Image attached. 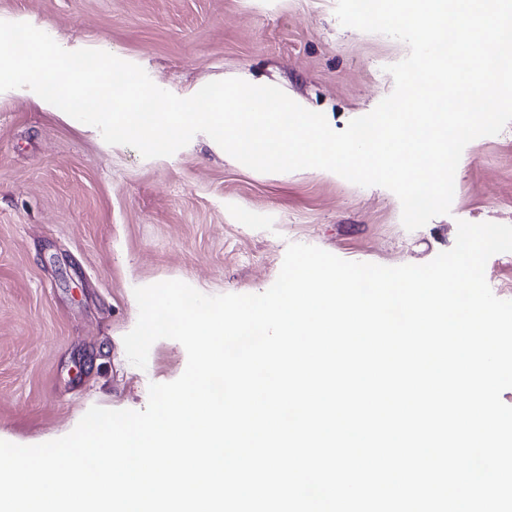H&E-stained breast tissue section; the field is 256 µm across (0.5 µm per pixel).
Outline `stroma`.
<instances>
[{
  "mask_svg": "<svg viewBox=\"0 0 512 512\" xmlns=\"http://www.w3.org/2000/svg\"><path fill=\"white\" fill-rule=\"evenodd\" d=\"M336 0H0L62 48L107 51L181 98L228 78L264 81L344 130L392 93L408 47L341 26ZM512 224V123L463 150L451 212L406 230L381 186L336 173L254 171L203 134L169 157L106 144L98 129L0 92V440L69 434L92 406L144 410L150 383L187 365L160 339L146 368L123 338L133 290L181 280L201 293L261 294L289 244L352 262L424 264L450 250L458 221Z\"/></svg>",
  "mask_w": 512,
  "mask_h": 512,
  "instance_id": "stroma-1",
  "label": "stroma"
}]
</instances>
